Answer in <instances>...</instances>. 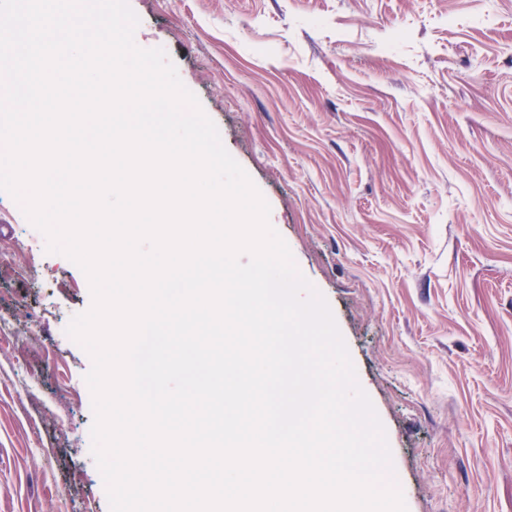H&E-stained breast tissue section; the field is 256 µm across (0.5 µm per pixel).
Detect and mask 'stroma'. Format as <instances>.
Masks as SVG:
<instances>
[{
	"label": "stroma",
	"mask_w": 512,
	"mask_h": 512,
	"mask_svg": "<svg viewBox=\"0 0 512 512\" xmlns=\"http://www.w3.org/2000/svg\"><path fill=\"white\" fill-rule=\"evenodd\" d=\"M129 5L326 298L408 512H512V0ZM0 254V512H110L88 280L4 190Z\"/></svg>",
	"instance_id": "1"
}]
</instances>
